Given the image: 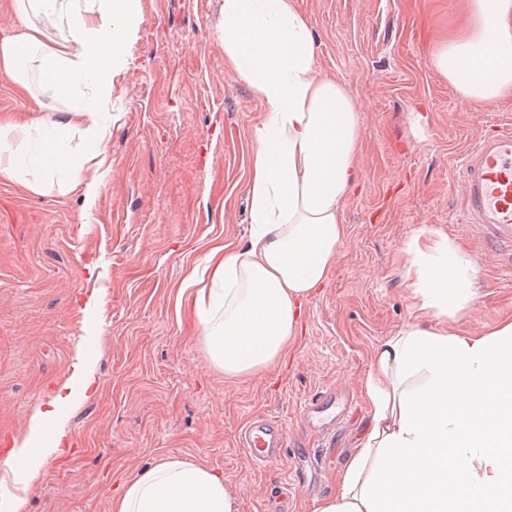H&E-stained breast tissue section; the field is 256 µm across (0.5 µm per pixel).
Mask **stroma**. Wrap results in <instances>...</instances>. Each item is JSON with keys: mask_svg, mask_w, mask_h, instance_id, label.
Wrapping results in <instances>:
<instances>
[{"mask_svg": "<svg viewBox=\"0 0 512 512\" xmlns=\"http://www.w3.org/2000/svg\"><path fill=\"white\" fill-rule=\"evenodd\" d=\"M319 42L317 65L359 109L360 178L344 203L347 236L328 283L306 305L286 363L228 378L208 360L187 271L248 229L250 127L260 103L227 72L221 0H142L116 75L109 169L93 204L56 179L40 190L0 177V488L32 410L76 367L94 383L65 418L67 455L43 466L29 512H112L122 477L158 459L224 476L238 512H266L278 491L239 445L255 417L308 450L288 471L289 512H314L357 447L367 416L356 380L375 346L412 315L401 276L409 239L429 226L474 259L480 295L464 324L512 319V266L465 220L464 159L512 124V100L462 99L430 63L466 0H297ZM335 393V424L306 414Z\"/></svg>", "mask_w": 512, "mask_h": 512, "instance_id": "stroma-1", "label": "stroma"}]
</instances>
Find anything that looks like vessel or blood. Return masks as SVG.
Here are the masks:
<instances>
[{
  "instance_id": "1",
  "label": "vessel or blood",
  "mask_w": 512,
  "mask_h": 512,
  "mask_svg": "<svg viewBox=\"0 0 512 512\" xmlns=\"http://www.w3.org/2000/svg\"><path fill=\"white\" fill-rule=\"evenodd\" d=\"M463 178L469 221L491 249L512 259V129L482 139ZM241 445L253 461L270 465L281 460L288 435L276 421L257 420L245 429Z\"/></svg>"
}]
</instances>
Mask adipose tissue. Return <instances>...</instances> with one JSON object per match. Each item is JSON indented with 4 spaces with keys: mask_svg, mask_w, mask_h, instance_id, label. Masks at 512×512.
Here are the masks:
<instances>
[{
    "mask_svg": "<svg viewBox=\"0 0 512 512\" xmlns=\"http://www.w3.org/2000/svg\"><path fill=\"white\" fill-rule=\"evenodd\" d=\"M14 0L21 32L0 37V72L30 90L35 52L45 100L71 102L66 120L0 123V175L38 189L66 176L94 201L112 133L113 78L128 68L140 0ZM224 64L262 110L244 241L213 245L185 286L207 358L228 377L276 367L294 349L306 303L323 287L346 236L343 207L360 175L357 106L316 64L319 44L296 0H223ZM431 64L472 102L512 99V0H468L459 29ZM90 96H81V89ZM83 136L74 158L73 130ZM402 278L415 313L374 351L359 392L369 424L357 453L315 512H512V320L474 332L453 317L479 296L477 268L447 236L422 227L407 243ZM83 370L37 409L5 464L32 490L69 446L59 422L90 389ZM112 512H238L224 478L164 458L127 476Z\"/></svg>",
    "mask_w": 512,
    "mask_h": 512,
    "instance_id": "adipose-tissue-1",
    "label": "adipose tissue"
}]
</instances>
